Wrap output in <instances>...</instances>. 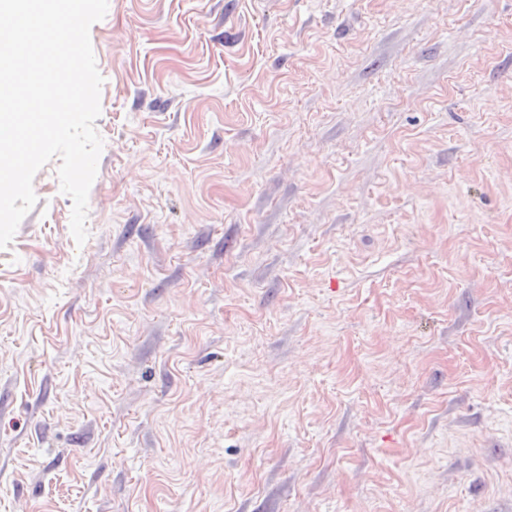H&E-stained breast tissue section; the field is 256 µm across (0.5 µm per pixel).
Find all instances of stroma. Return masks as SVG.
<instances>
[{
  "label": "stroma",
  "mask_w": 512,
  "mask_h": 512,
  "mask_svg": "<svg viewBox=\"0 0 512 512\" xmlns=\"http://www.w3.org/2000/svg\"><path fill=\"white\" fill-rule=\"evenodd\" d=\"M88 238L0 249V512H512V0H109Z\"/></svg>",
  "instance_id": "stroma-1"
}]
</instances>
